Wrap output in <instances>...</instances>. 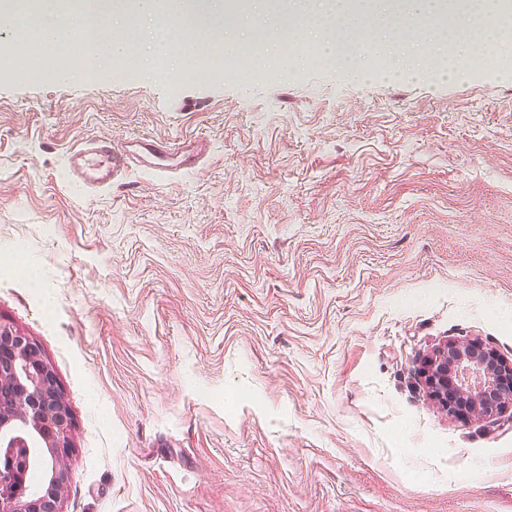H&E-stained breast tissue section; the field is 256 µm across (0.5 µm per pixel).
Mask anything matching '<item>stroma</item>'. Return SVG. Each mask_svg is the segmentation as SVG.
Instances as JSON below:
<instances>
[{
	"instance_id": "35a3bbf8",
	"label": "stroma",
	"mask_w": 512,
	"mask_h": 512,
	"mask_svg": "<svg viewBox=\"0 0 512 512\" xmlns=\"http://www.w3.org/2000/svg\"><path fill=\"white\" fill-rule=\"evenodd\" d=\"M371 28L354 64L185 76L0 67V321L72 413L63 512H512V424L451 418L419 360H512V72L428 27L427 74ZM206 139L188 172L67 183L90 139Z\"/></svg>"
}]
</instances>
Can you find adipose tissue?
I'll list each match as a JSON object with an SVG mask.
<instances>
[{"instance_id":"adipose-tissue-1","label":"adipose tissue","mask_w":512,"mask_h":512,"mask_svg":"<svg viewBox=\"0 0 512 512\" xmlns=\"http://www.w3.org/2000/svg\"><path fill=\"white\" fill-rule=\"evenodd\" d=\"M267 0H251L248 8L228 12L223 0H174L169 15H162L158 0H0V10L15 21L18 38L29 46L32 59L45 49L67 47L92 35L89 50L76 64L77 71H94L115 57L126 56L155 65L163 56L172 31L206 28L220 54L250 43L251 24L267 11ZM413 19L442 17L455 21L466 16L480 29L485 52L499 51L495 22L512 19V0H323L298 20L305 34L326 40L328 50L344 59L356 49L370 19L389 22L393 13Z\"/></svg>"}]
</instances>
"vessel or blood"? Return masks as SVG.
<instances>
[{
    "mask_svg": "<svg viewBox=\"0 0 512 512\" xmlns=\"http://www.w3.org/2000/svg\"><path fill=\"white\" fill-rule=\"evenodd\" d=\"M204 152L205 143L200 139L176 142L139 138L119 145L90 140L68 155L66 168L71 183L90 193L111 188L133 169L167 173L192 168Z\"/></svg>",
    "mask_w": 512,
    "mask_h": 512,
    "instance_id": "b4317fda",
    "label": "vessel or blood"
}]
</instances>
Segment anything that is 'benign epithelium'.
I'll use <instances>...</instances> for the list:
<instances>
[{
	"label": "benign epithelium",
	"instance_id": "7a95c632",
	"mask_svg": "<svg viewBox=\"0 0 512 512\" xmlns=\"http://www.w3.org/2000/svg\"><path fill=\"white\" fill-rule=\"evenodd\" d=\"M416 373L453 419L512 417V363L477 340H450ZM72 415L34 339L0 322V512H63Z\"/></svg>",
	"mask_w": 512,
	"mask_h": 512
}]
</instances>
